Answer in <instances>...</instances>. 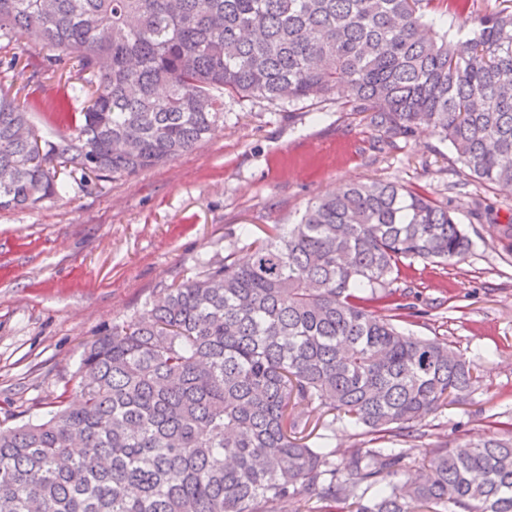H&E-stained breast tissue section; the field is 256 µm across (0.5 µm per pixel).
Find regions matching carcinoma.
Returning a JSON list of instances; mask_svg holds the SVG:
<instances>
[{
    "label": "carcinoma",
    "mask_w": 512,
    "mask_h": 512,
    "mask_svg": "<svg viewBox=\"0 0 512 512\" xmlns=\"http://www.w3.org/2000/svg\"><path fill=\"white\" fill-rule=\"evenodd\" d=\"M432 0H0V209L66 192L67 168L129 176L192 149L224 97L347 93L385 138L427 125L483 184L512 187V6L473 37L438 33ZM78 66V134L51 141L29 83ZM473 242L446 207L350 183L295 224L202 263L112 327L76 370L79 403L0 426V512H512V430L416 461L424 416L477 379L453 345L401 325L387 286ZM386 314H380V311ZM407 448L325 443L336 422ZM373 496H368L370 490Z\"/></svg>",
    "instance_id": "1"
}]
</instances>
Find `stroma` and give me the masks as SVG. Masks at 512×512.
Masks as SVG:
<instances>
[{"instance_id":"1","label":"stroma","mask_w":512,"mask_h":512,"mask_svg":"<svg viewBox=\"0 0 512 512\" xmlns=\"http://www.w3.org/2000/svg\"><path fill=\"white\" fill-rule=\"evenodd\" d=\"M34 122L50 139L75 136L44 107L54 79L30 84ZM349 182H392L448 207L473 241L464 258L417 261L390 289L416 316L415 336L447 339L478 380L468 400L427 415L420 447L463 449L512 426V188L469 176L432 128L387 140L344 93L292 106L227 100L205 140L131 176L72 181L66 194L0 211V425L78 399L88 343L137 315L202 260L242 250L310 202ZM480 218H473V210Z\"/></svg>"}]
</instances>
